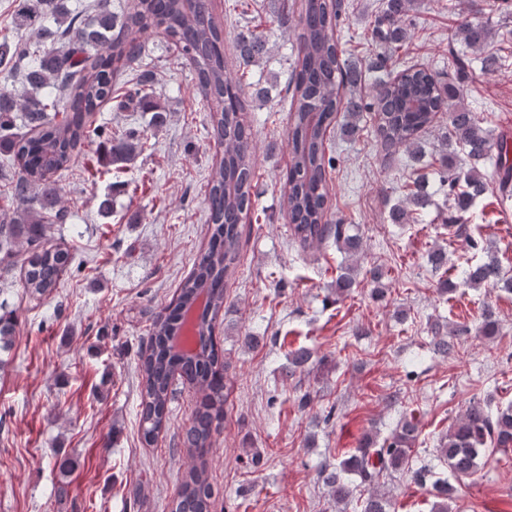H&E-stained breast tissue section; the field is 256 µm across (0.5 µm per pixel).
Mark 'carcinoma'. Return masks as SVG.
<instances>
[{
	"label": "carcinoma",
	"instance_id": "cac0c4a2",
	"mask_svg": "<svg viewBox=\"0 0 512 512\" xmlns=\"http://www.w3.org/2000/svg\"><path fill=\"white\" fill-rule=\"evenodd\" d=\"M414 7L415 0H383L370 23L374 49L363 59L341 47L343 0H303L297 17L282 11L275 18L278 26L293 29L295 38V58L286 81L290 163L284 175V208L291 237L301 248L331 241L352 259L339 266L333 288L338 299L348 296L357 283L363 239L352 232L353 225L327 217L328 175L336 170L335 137L353 141L371 127L382 150L403 148L417 166L426 156L424 135L446 116L443 141L430 159L448 197L444 223L457 235L467 233V223L491 185L500 201L512 198V137L493 134L463 103L467 56L449 51L446 81L441 72L425 67L396 69L414 37L409 19ZM474 13L473 18L460 19L453 39L479 53L482 74L494 75L512 55L491 47L492 28L477 18L482 8ZM15 22L19 30L38 32L39 39L32 43L20 36L0 38V70L19 75L26 87L21 94L0 87V270L7 273L21 265L26 288L34 295L52 293L72 262L67 250L48 245L51 225L69 219L55 175L69 169L88 144L96 145L105 164L118 168L144 150L145 142L136 132L118 137L107 123L89 117L113 101L118 111L151 113L155 128L166 123V108L149 92L152 72L146 64V37L155 34L172 42L194 72L198 109L207 113L212 137L224 144L207 184L211 237L206 252L180 282L176 297L153 316L147 346L139 354L138 426L141 443H154L166 428L174 380L180 378L201 393L180 439L200 458L212 447L213 433L224 420L229 365L215 336L216 321L240 265L245 222L253 209L256 160L246 89L252 87V68L269 52L270 33L249 30L236 36L232 72L224 58V24L214 14L213 0H133L122 14L112 10L111 0H96L90 15L69 10L66 0H17ZM365 73L377 77L363 95L359 87ZM371 112L375 123L370 125ZM405 188L403 199L390 206L387 220L421 224L431 195L419 180ZM428 262L440 273L443 295L453 293L460 282L471 288L500 285L512 291V277L494 254L481 263L466 264L460 279L448 268L444 249H432ZM203 292L206 302L193 322L194 346L176 351L172 339ZM15 327L14 313L1 312L0 350L8 348ZM497 331L498 320L487 305L479 333L493 336ZM428 332L437 352L451 357L457 354L455 337L466 330L445 332L434 323ZM288 356L296 370L312 359L304 346ZM416 431V425L405 420L381 446L366 436L348 458L323 468L324 482L336 501L353 495L348 474L358 477L359 486L374 489L384 473L405 469L414 482L431 483L434 512H449L453 486L441 478L431 482V470L412 466L409 449ZM511 447L512 405L493 410L477 400L441 438L438 452L448 473L462 479L475 474L494 452ZM213 496L201 461L186 474L171 512H211ZM364 512H390V502L373 492Z\"/></svg>",
	"mask_w": 512,
	"mask_h": 512
}]
</instances>
